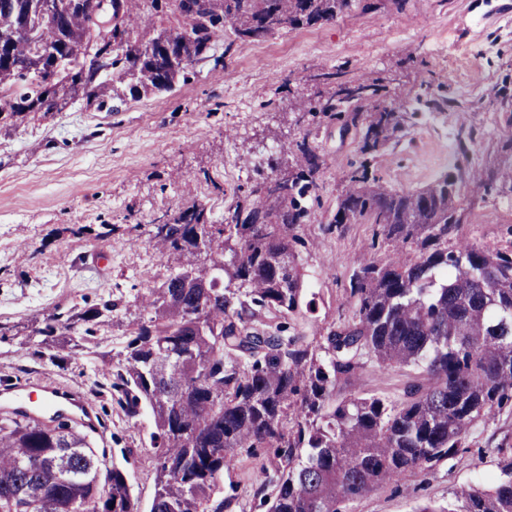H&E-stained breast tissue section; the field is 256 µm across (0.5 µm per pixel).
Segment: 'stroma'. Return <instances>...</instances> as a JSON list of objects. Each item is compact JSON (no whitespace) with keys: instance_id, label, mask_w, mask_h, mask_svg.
<instances>
[{"instance_id":"obj_1","label":"stroma","mask_w":512,"mask_h":512,"mask_svg":"<svg viewBox=\"0 0 512 512\" xmlns=\"http://www.w3.org/2000/svg\"><path fill=\"white\" fill-rule=\"evenodd\" d=\"M214 52L223 55L222 66L197 64L189 81L128 101L121 111H100L80 99L0 132V324L20 329L0 342V382L50 379L93 393L101 427L96 446L126 466L142 512L155 492L153 419L146 411L127 417L102 375L118 360L130 313L115 310L112 327L92 339L90 353L60 365L43 355L28 327L109 295L134 302L175 266L148 243V224L195 202L223 223L232 204L293 165L291 148L302 140L320 171L295 246L305 297L315 303L299 322L306 336L319 339L352 321L349 291L360 259H386L391 247L365 219L333 228L344 178L366 160L378 184L413 192L456 168L502 161L504 106L512 103V0H355L334 21L288 26L229 47L219 41ZM336 70L376 80L380 104L411 105L399 143L364 158L360 127L321 112L329 88L317 76ZM428 95L447 99V110H428L422 102ZM298 99L308 108L302 117L293 109ZM463 123L476 138L462 153L455 134ZM460 206L464 221L449 230V244L512 253L511 198L465 190ZM420 377L412 366L370 361L355 385L340 386L338 394L394 401ZM470 445L453 462L377 487L349 504V512L447 504L456 487L495 472L494 448L512 449V412L479 422ZM266 456L263 448L240 453L225 472L224 512H264L256 490Z\"/></svg>"}]
</instances>
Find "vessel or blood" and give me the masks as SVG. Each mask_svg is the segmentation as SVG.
I'll return each instance as SVG.
<instances>
[{"label":"vessel or blood","instance_id":"1","mask_svg":"<svg viewBox=\"0 0 512 512\" xmlns=\"http://www.w3.org/2000/svg\"><path fill=\"white\" fill-rule=\"evenodd\" d=\"M45 392L44 405L33 407L27 402V396L20 385H13L0 391V413L15 415L24 413L33 420H43L45 414L56 415L59 421L76 423L90 432H97L99 419L93 401L83 393H76L61 387L53 381H43Z\"/></svg>","mask_w":512,"mask_h":512}]
</instances>
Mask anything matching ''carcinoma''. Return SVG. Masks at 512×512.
<instances>
[{"label":"carcinoma","instance_id":"obj_1","mask_svg":"<svg viewBox=\"0 0 512 512\" xmlns=\"http://www.w3.org/2000/svg\"><path fill=\"white\" fill-rule=\"evenodd\" d=\"M96 0L44 16L39 0H0V124L64 111L80 98L118 112L127 97L170 91L191 58L205 61L231 32L241 42L286 26L330 22L352 0H121L112 23L91 26ZM107 53L112 68L87 62ZM361 77L337 85L324 112H366L360 150L374 154L406 132L407 102L375 103ZM505 160L468 167L415 192L370 181L367 164L346 176L334 224L368 218L393 252L360 260L350 299L354 320L314 343L287 322L304 301L295 230L308 215L317 158L296 144V168L237 201L216 224L193 204L147 231L178 266L136 297L110 390L127 415L147 409L155 431V494L148 512H224V470L237 450L268 448L262 465L267 512H346L375 487L456 460L481 420L512 409V255L468 243L448 246L461 223L466 188L512 198V117L500 135ZM119 303L74 305L33 329L49 359L89 351L112 326ZM417 366L428 383L410 381L399 400L336 388L367 361ZM499 473L461 486L448 506L417 512H512V454ZM0 512H139L126 470L109 466L94 437L71 424L0 418Z\"/></svg>","mask_w":512,"mask_h":512}]
</instances>
